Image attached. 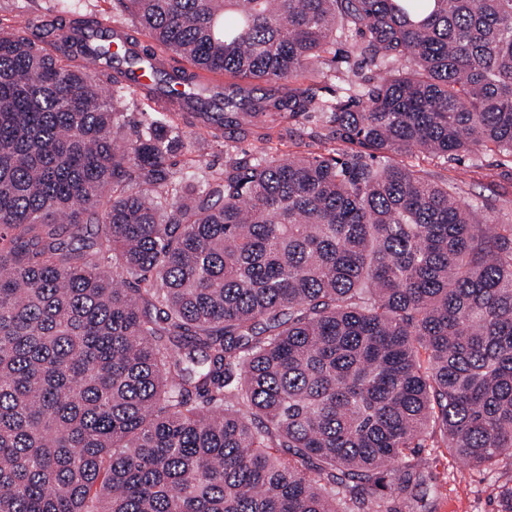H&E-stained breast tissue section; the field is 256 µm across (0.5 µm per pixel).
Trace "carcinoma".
Instances as JSON below:
<instances>
[{
  "instance_id": "1",
  "label": "carcinoma",
  "mask_w": 512,
  "mask_h": 512,
  "mask_svg": "<svg viewBox=\"0 0 512 512\" xmlns=\"http://www.w3.org/2000/svg\"><path fill=\"white\" fill-rule=\"evenodd\" d=\"M114 5L240 83L88 9L0 27V512H396L429 444L512 466V224L395 160L512 157V0ZM347 31L377 83L299 87ZM142 67L209 134L317 112L355 149L259 135L187 195L174 117L124 136Z\"/></svg>"
}]
</instances>
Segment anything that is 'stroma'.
<instances>
[{
  "label": "stroma",
  "mask_w": 512,
  "mask_h": 512,
  "mask_svg": "<svg viewBox=\"0 0 512 512\" xmlns=\"http://www.w3.org/2000/svg\"><path fill=\"white\" fill-rule=\"evenodd\" d=\"M76 8L92 9L100 23L112 21V0H0V25L9 26L19 15L37 25L45 16ZM183 133L184 146L176 162L178 169L189 175L200 166L213 172L223 171L229 156L251 151L254 143L249 135L226 144L200 137L191 127L184 128ZM270 135L273 147L285 156L316 155L326 148L324 124L314 113L282 123ZM402 160L435 179L457 185L466 203L478 205L490 201L492 207L486 212L490 223L512 224L511 158L483 150L456 159L431 160L406 154ZM424 454L432 461L441 493L419 502L397 498V512H495L499 485L512 480L510 469L491 475L481 467L456 460L444 447L425 449Z\"/></svg>",
  "instance_id": "obj_1"
}]
</instances>
